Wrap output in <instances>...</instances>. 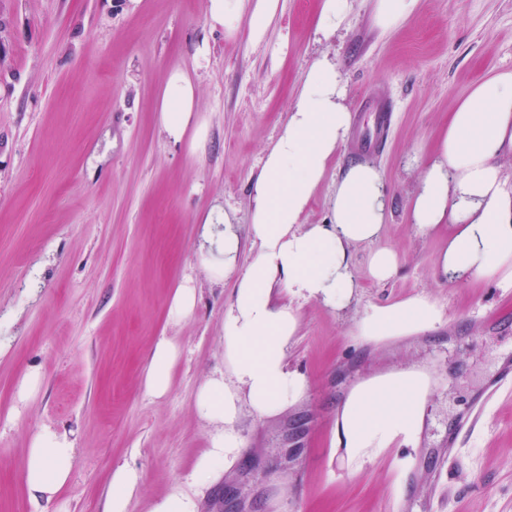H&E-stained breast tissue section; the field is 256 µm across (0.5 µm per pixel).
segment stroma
Listing matches in <instances>:
<instances>
[{"mask_svg":"<svg viewBox=\"0 0 512 512\" xmlns=\"http://www.w3.org/2000/svg\"><path fill=\"white\" fill-rule=\"evenodd\" d=\"M207 0H0V512H105L110 475L142 474L128 512H149L172 487L200 512H512V386L443 461L448 430L512 351V286L437 276L448 229L419 234L410 202L451 112L492 71H512V0H419L402 26L381 31L373 0H351L345 26L316 29L321 0H280L264 39L211 26ZM338 66L344 103L389 100L394 124L373 154L389 185L376 243L354 248L358 288L342 310L296 302L288 365L308 385L272 418L245 413L242 460L210 487L195 464L209 430L195 411L201 385L224 366V310L234 277L202 261L203 225L229 216L239 268L254 257L251 185L318 59ZM197 85L202 150L170 142L157 102L172 71ZM343 143L305 221L326 224L337 180L354 164ZM398 256L374 281L375 248ZM191 316L169 307L185 279ZM421 296L440 320L407 336L359 333L365 311ZM180 356L164 397L143 379L156 343ZM435 384L417 447L393 444L348 459L335 443L337 409L358 382L413 364ZM38 371L39 388L19 384ZM70 432L76 464L65 490L36 504L22 466L31 435Z\"/></svg>","mask_w":512,"mask_h":512,"instance_id":"obj_1","label":"stroma"}]
</instances>
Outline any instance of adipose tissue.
I'll return each mask as SVG.
<instances>
[{
	"label": "adipose tissue",
	"mask_w": 512,
	"mask_h": 512,
	"mask_svg": "<svg viewBox=\"0 0 512 512\" xmlns=\"http://www.w3.org/2000/svg\"><path fill=\"white\" fill-rule=\"evenodd\" d=\"M278 8L279 0L206 3L210 22L223 27L225 35L234 36L244 23L256 41L263 38ZM345 95L336 64L319 60L306 71L288 122L252 185L251 232L257 252L244 271L236 269L240 240L231 223L213 214L204 225V262L218 277L233 275L237 281L224 312L226 371L209 378L195 399L198 417L212 428L209 446L193 473L196 484H211L217 465L242 454L245 444L235 427L242 407L261 418L273 417L306 388L305 377L288 367L297 316L278 299V290L344 308L357 286L350 249L376 241L387 220L389 187L383 173L358 163L336 184L331 223L304 221L327 163L351 125ZM157 112L170 139L179 142L189 134L194 145H203L205 127L198 121L195 86L186 74H170ZM507 153L512 154L510 71L486 75L458 103L411 201V222L418 233L428 234L442 224L453 228L437 269L441 279L490 278L512 265V194L504 189L498 164ZM436 318L434 305L417 298L371 308L360 330L367 336H399L411 326L432 325ZM178 357L175 344L158 341L144 377L149 395H166ZM429 389L430 377L419 368L377 374L356 384L341 409L340 446L355 458L396 438L417 437ZM75 460V444L68 434L49 427L35 432L23 464L31 500L58 494Z\"/></svg>",
	"instance_id": "obj_1"
}]
</instances>
